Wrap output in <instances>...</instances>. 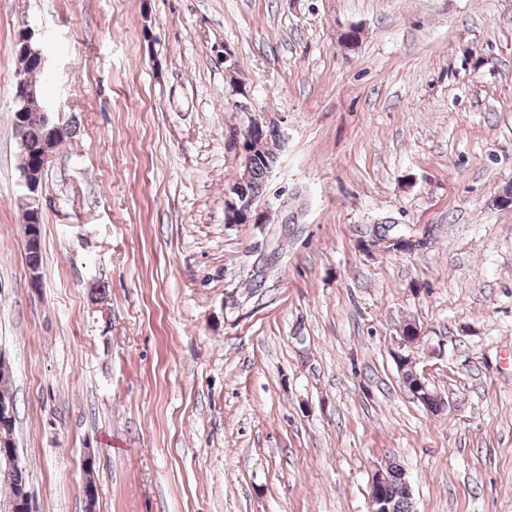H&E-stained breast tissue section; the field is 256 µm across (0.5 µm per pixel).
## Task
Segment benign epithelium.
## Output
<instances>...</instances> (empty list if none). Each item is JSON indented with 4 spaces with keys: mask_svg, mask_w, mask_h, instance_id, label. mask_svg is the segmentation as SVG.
Segmentation results:
<instances>
[{
    "mask_svg": "<svg viewBox=\"0 0 512 512\" xmlns=\"http://www.w3.org/2000/svg\"><path fill=\"white\" fill-rule=\"evenodd\" d=\"M20 32L22 35V52L38 57L42 61L45 60L41 44L35 40V32L26 25L20 28ZM15 87V103L21 107L37 96L36 84L29 82L22 73L16 75ZM257 134L267 135L278 141L281 140V132L278 126L271 122H263L257 118L254 119L247 129L240 132L237 140V150L240 156L244 157L242 170L239 172L237 179L224 189L225 213L228 215L229 223L231 224H236L242 220L248 224L266 223L264 212L256 207L257 199L248 191L250 178L248 158L252 156L253 137ZM376 243L383 244L389 251L413 252L424 247L426 239L416 236L383 235L379 238L365 241V247L368 248ZM420 339L421 336L417 328L414 326L409 327L406 332L400 333L396 341L394 356L397 362L400 363L405 360L408 366L412 368L411 378L404 377L402 381L406 382L412 389L417 401L429 407L438 402V397L429 388L425 375L416 370L414 350ZM386 481L387 476L384 470H377L370 486V512H390L389 499L384 491Z\"/></svg>",
    "mask_w": 512,
    "mask_h": 512,
    "instance_id": "1",
    "label": "benign epithelium"
}]
</instances>
